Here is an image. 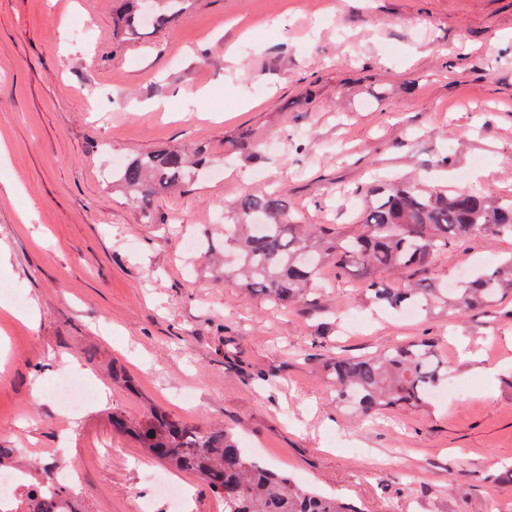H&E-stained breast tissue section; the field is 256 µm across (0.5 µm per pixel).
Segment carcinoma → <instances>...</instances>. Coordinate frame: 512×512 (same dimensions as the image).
Listing matches in <instances>:
<instances>
[{"label": "carcinoma", "instance_id": "1", "mask_svg": "<svg viewBox=\"0 0 512 512\" xmlns=\"http://www.w3.org/2000/svg\"><path fill=\"white\" fill-rule=\"evenodd\" d=\"M116 33L143 28V2L121 0ZM196 0H150L152 25L164 26L190 13ZM215 158L202 145L164 148L129 159L112 173V184L149 213L161 189L181 187ZM238 223L224 233V245L238 250L243 285L282 306L306 302L318 288L317 265L303 255L330 257L336 268L361 275L373 301L391 308L429 304L447 295L426 279L407 276L397 288L379 277L385 271H415L455 241L475 233L512 236V199L493 200L472 192H429L407 181L370 192L363 201L361 233L342 237L332 224H296L279 193L246 195L231 206ZM512 294V259L479 271L455 289L461 313L482 310ZM330 381L341 401L370 418L388 407H417L440 385L445 366L432 345L398 346L380 356L338 357ZM112 426L134 437L170 470L188 473L224 501V512H357L345 502L310 492L268 469L239 447L226 429L201 430L163 413L141 421L112 416Z\"/></svg>", "mask_w": 512, "mask_h": 512}]
</instances>
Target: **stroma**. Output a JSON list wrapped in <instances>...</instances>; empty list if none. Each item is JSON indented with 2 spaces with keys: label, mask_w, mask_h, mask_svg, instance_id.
Wrapping results in <instances>:
<instances>
[{
  "label": "stroma",
  "mask_w": 512,
  "mask_h": 512,
  "mask_svg": "<svg viewBox=\"0 0 512 512\" xmlns=\"http://www.w3.org/2000/svg\"><path fill=\"white\" fill-rule=\"evenodd\" d=\"M112 12L0 0V447L80 465L86 512H176L147 479L160 462L112 427L159 410L226 426L357 512H496L512 499V295L409 317L328 265L313 315L213 263L235 262L227 204L259 191L346 233L380 178L512 197V0H197L122 42ZM196 142L223 177L156 196L151 221L111 190V162ZM511 257V236L480 233L421 275L454 288ZM425 341L456 393L370 419L338 400L329 361ZM64 373L108 401L62 412Z\"/></svg>",
  "instance_id": "35a3bbf8"
}]
</instances>
